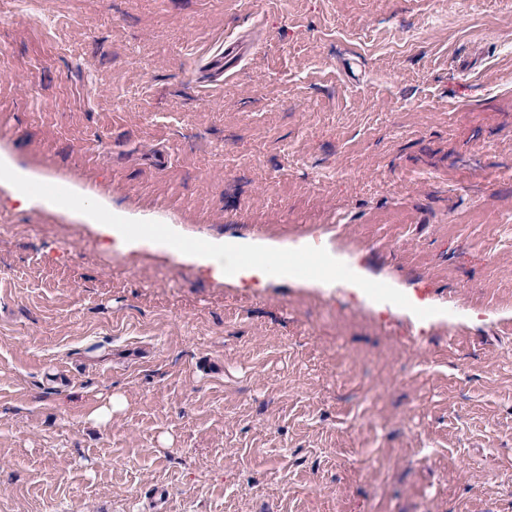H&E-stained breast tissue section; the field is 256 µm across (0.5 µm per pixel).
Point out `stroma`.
Listing matches in <instances>:
<instances>
[{
  "label": "stroma",
  "mask_w": 512,
  "mask_h": 512,
  "mask_svg": "<svg viewBox=\"0 0 512 512\" xmlns=\"http://www.w3.org/2000/svg\"><path fill=\"white\" fill-rule=\"evenodd\" d=\"M0 156L338 263L219 280L0 184V512H512V0H0Z\"/></svg>",
  "instance_id": "stroma-1"
}]
</instances>
